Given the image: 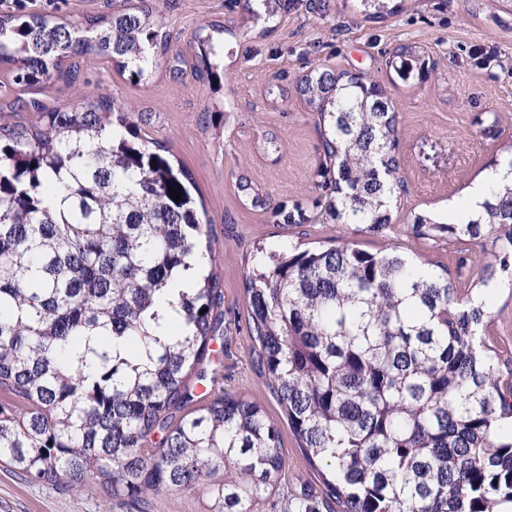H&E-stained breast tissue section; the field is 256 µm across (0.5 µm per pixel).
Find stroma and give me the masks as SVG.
<instances>
[{
  "mask_svg": "<svg viewBox=\"0 0 512 512\" xmlns=\"http://www.w3.org/2000/svg\"><path fill=\"white\" fill-rule=\"evenodd\" d=\"M139 0H13L9 14L44 13L82 21L138 6ZM257 0H153L169 42L151 72L134 79L114 62L77 59L76 82L31 88L0 66V123L29 121L35 106L65 108L81 94L104 96L145 115L144 132L185 171L199 213L211 226L224 281V389L259 403L286 423L265 376L252 365L245 274L257 247H307L354 240L371 253L399 248L434 269L459 272L466 284L491 263L492 247L419 240L415 216L444 222L448 204L504 153L512 151V0H287L260 19ZM224 25V59L204 72L196 32ZM418 46L428 64L401 79L397 50ZM362 73L380 84L398 120L406 191L388 236L336 224L333 195L319 185L324 160L316 108L297 92L315 70ZM305 212L307 224L287 220ZM287 468L254 512H306L315 478L290 431L282 433ZM0 512H132L93 483L62 491L0 465Z\"/></svg>",
  "mask_w": 512,
  "mask_h": 512,
  "instance_id": "1",
  "label": "stroma"
}]
</instances>
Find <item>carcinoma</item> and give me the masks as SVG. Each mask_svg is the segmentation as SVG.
<instances>
[{
  "label": "carcinoma",
  "instance_id": "1",
  "mask_svg": "<svg viewBox=\"0 0 512 512\" xmlns=\"http://www.w3.org/2000/svg\"><path fill=\"white\" fill-rule=\"evenodd\" d=\"M145 6L87 26L0 14V63L15 81L66 78L91 54L135 67L167 51ZM409 78L426 61L399 49ZM329 133L332 215L390 228L406 192L398 121L356 74L301 78ZM107 98L0 124V462L66 490L83 482L130 505L201 491L204 512H252L284 475L281 432L257 402L215 385L224 283L182 171ZM182 188L180 199L169 188ZM428 241L492 243L468 287L425 261L293 243L246 276L256 363L336 512H499L512 502V351L487 334L485 289L512 285V185L488 187L463 223L418 215Z\"/></svg>",
  "mask_w": 512,
  "mask_h": 512
}]
</instances>
